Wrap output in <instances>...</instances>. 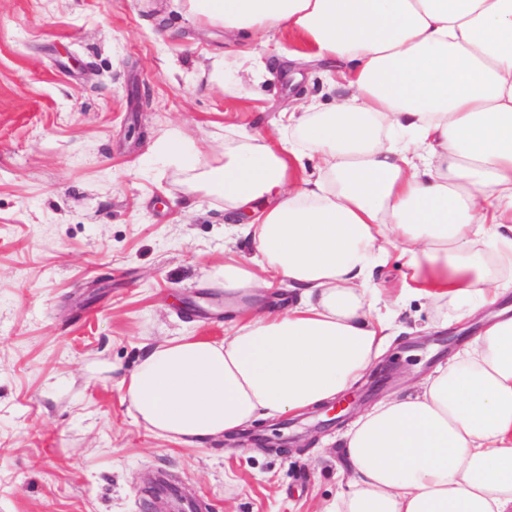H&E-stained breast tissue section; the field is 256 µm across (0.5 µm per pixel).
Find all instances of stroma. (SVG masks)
Wrapping results in <instances>:
<instances>
[{"label": "stroma", "instance_id": "obj_1", "mask_svg": "<svg viewBox=\"0 0 512 512\" xmlns=\"http://www.w3.org/2000/svg\"><path fill=\"white\" fill-rule=\"evenodd\" d=\"M251 48L261 76L213 88L212 58L242 46L171 0H0V512H162V480L203 512H321L345 487L336 440L353 418L321 430L315 409L187 447L137 421L107 371L162 338H224L233 313L207 273L253 248L188 170L245 136L276 142L298 100L329 99L299 35ZM170 130L182 154L167 152ZM403 319L383 352L390 380L354 386L356 411L404 394L481 328L424 301ZM276 434L290 447L258 446Z\"/></svg>", "mask_w": 512, "mask_h": 512}]
</instances>
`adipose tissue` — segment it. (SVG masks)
I'll return each instance as SVG.
<instances>
[{
    "label": "adipose tissue",
    "mask_w": 512,
    "mask_h": 512,
    "mask_svg": "<svg viewBox=\"0 0 512 512\" xmlns=\"http://www.w3.org/2000/svg\"><path fill=\"white\" fill-rule=\"evenodd\" d=\"M175 2L234 40L300 34L346 91L298 104L277 146L243 139L196 175L254 248L210 271L226 300L276 279L299 298L250 307L219 343L149 344L121 379L135 417L200 445L334 401L397 330L371 312L375 271L398 246L405 298L495 314L340 436L351 476L323 512H512V313L498 307L512 293V0Z\"/></svg>",
    "instance_id": "ef3b65f1"
}]
</instances>
